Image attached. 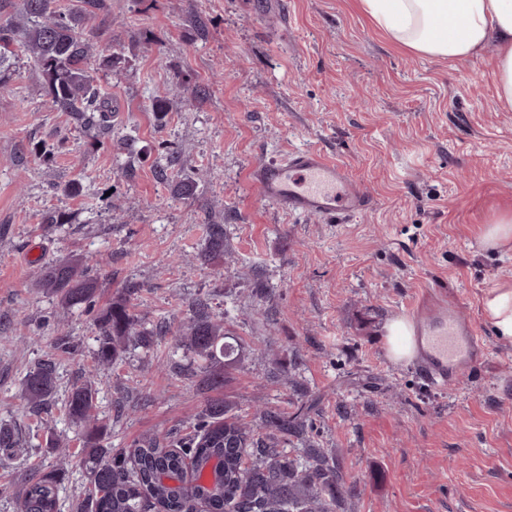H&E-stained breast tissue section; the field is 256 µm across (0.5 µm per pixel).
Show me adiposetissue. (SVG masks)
Masks as SVG:
<instances>
[{
    "label": "adipose tissue",
    "mask_w": 512,
    "mask_h": 512,
    "mask_svg": "<svg viewBox=\"0 0 512 512\" xmlns=\"http://www.w3.org/2000/svg\"><path fill=\"white\" fill-rule=\"evenodd\" d=\"M366 13L399 47L465 60L496 55L498 98L512 106V0H361ZM497 336L512 342V285L488 288L482 299Z\"/></svg>",
    "instance_id": "obj_1"
}]
</instances>
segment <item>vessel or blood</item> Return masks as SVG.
Here are the masks:
<instances>
[{"mask_svg":"<svg viewBox=\"0 0 512 512\" xmlns=\"http://www.w3.org/2000/svg\"><path fill=\"white\" fill-rule=\"evenodd\" d=\"M263 199L300 215L329 220L369 212L373 197L345 166L318 149H301L263 166L256 175ZM416 342L414 365L430 381L453 384L480 364L488 349L475 326L461 314L459 300L445 289L424 292L407 310Z\"/></svg>","mask_w":512,"mask_h":512,"instance_id":"1","label":"vessel or blood"}]
</instances>
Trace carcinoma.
Here are the masks:
<instances>
[{"label":"carcinoma","mask_w":512,"mask_h":512,"mask_svg":"<svg viewBox=\"0 0 512 512\" xmlns=\"http://www.w3.org/2000/svg\"><path fill=\"white\" fill-rule=\"evenodd\" d=\"M105 0H77L60 7L57 0H17L26 25L18 29L9 19H0V92L9 90L15 75L14 60L21 54L41 68L51 108L79 116L90 134L112 117V106L98 87L101 77L112 73L114 57L96 58L93 41L86 35V22ZM224 251V226L210 227L202 259ZM104 257L91 256L75 263L46 268L37 287L55 294L69 306L91 304L98 288L91 270ZM188 323L174 331L178 345L186 350L190 364L206 376L211 386L224 383V372L239 355V345L226 327L224 316L213 315L203 301L194 304ZM96 358L102 365L120 360L131 348H147L154 331L118 297L97 318ZM56 362L49 358L31 370L24 380L27 409L42 410L56 388ZM95 389L89 382L73 386L66 403L69 420L85 431L80 465L86 479V494L76 512H336L353 494L340 472L318 448H303L296 454L281 447L300 437L307 412L293 414L271 410L259 413L251 425L228 414L223 399L208 401L198 415L194 431L181 438L158 435L143 437L126 452L101 444L104 426L97 424ZM16 427L0 424V455L10 456L20 447ZM182 449L202 465L213 457L224 459V473L214 484L190 482L171 488L158 482L163 471H178ZM60 479L53 473L28 477L18 494L19 512H59Z\"/></svg>","instance_id":"carcinoma-1"}]
</instances>
